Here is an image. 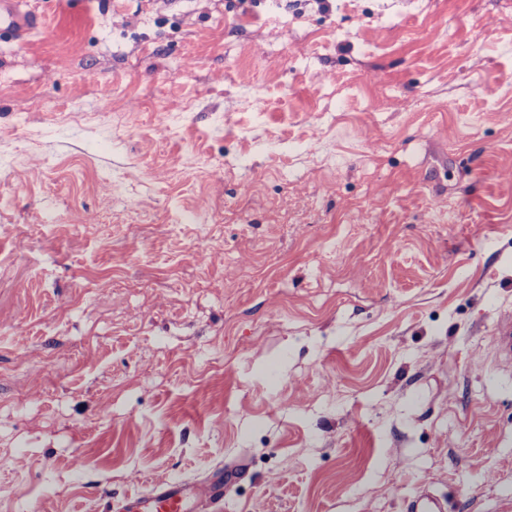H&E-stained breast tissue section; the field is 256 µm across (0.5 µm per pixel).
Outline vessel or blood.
Segmentation results:
<instances>
[{"label": "vessel or blood", "mask_w": 512, "mask_h": 512, "mask_svg": "<svg viewBox=\"0 0 512 512\" xmlns=\"http://www.w3.org/2000/svg\"><path fill=\"white\" fill-rule=\"evenodd\" d=\"M37 24L31 12L22 10L19 0H0V30H7L18 41L26 38ZM494 367L512 369V310L497 314L490 339ZM224 498L221 478H214L207 489L177 478H159L144 490L117 501L114 512H211Z\"/></svg>", "instance_id": "1"}]
</instances>
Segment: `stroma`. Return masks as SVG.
<instances>
[{
    "mask_svg": "<svg viewBox=\"0 0 512 512\" xmlns=\"http://www.w3.org/2000/svg\"><path fill=\"white\" fill-rule=\"evenodd\" d=\"M0 512H512V0H21ZM490 349L494 368L508 367L512 371V310H502L497 314L494 336L490 339ZM224 499L220 475L210 486L200 487L177 478H158L144 490L124 496L111 504L115 512H193L218 507Z\"/></svg>",
    "mask_w": 512,
    "mask_h": 512,
    "instance_id": "stroma-1",
    "label": "stroma"
}]
</instances>
